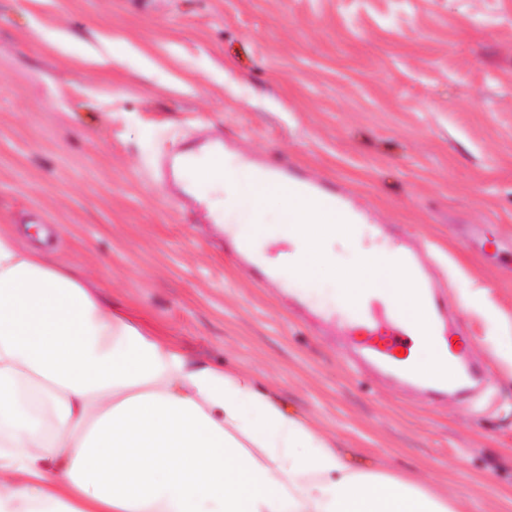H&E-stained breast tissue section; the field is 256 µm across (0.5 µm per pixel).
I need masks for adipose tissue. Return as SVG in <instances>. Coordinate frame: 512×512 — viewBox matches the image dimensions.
Wrapping results in <instances>:
<instances>
[{"label":"adipose tissue","instance_id":"obj_1","mask_svg":"<svg viewBox=\"0 0 512 512\" xmlns=\"http://www.w3.org/2000/svg\"><path fill=\"white\" fill-rule=\"evenodd\" d=\"M0 512H456L0 228Z\"/></svg>","mask_w":512,"mask_h":512}]
</instances>
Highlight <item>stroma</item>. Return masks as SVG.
<instances>
[{"mask_svg": "<svg viewBox=\"0 0 512 512\" xmlns=\"http://www.w3.org/2000/svg\"><path fill=\"white\" fill-rule=\"evenodd\" d=\"M224 132L345 187L366 247L387 245L376 224L421 243L482 397L353 372L239 274L153 175ZM0 226L190 356L255 374L354 465L512 512V0H0Z\"/></svg>", "mask_w": 512, "mask_h": 512, "instance_id": "35a3bbf8", "label": "stroma"}]
</instances>
